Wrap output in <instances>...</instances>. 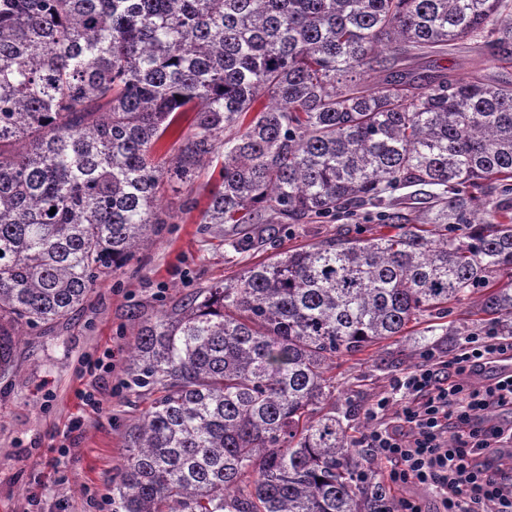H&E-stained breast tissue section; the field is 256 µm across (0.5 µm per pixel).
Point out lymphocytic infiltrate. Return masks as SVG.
<instances>
[{"label": "lymphocytic infiltrate", "instance_id": "f902f5d3", "mask_svg": "<svg viewBox=\"0 0 512 512\" xmlns=\"http://www.w3.org/2000/svg\"><path fill=\"white\" fill-rule=\"evenodd\" d=\"M512 361V335L481 328L445 360H426L397 378L367 415L373 428L363 439L378 470L367 478L430 490L439 512H512L511 425H486L491 410L512 413V372L469 384L472 374Z\"/></svg>", "mask_w": 512, "mask_h": 512}]
</instances>
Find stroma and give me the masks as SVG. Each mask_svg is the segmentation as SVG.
<instances>
[{"mask_svg":"<svg viewBox=\"0 0 512 512\" xmlns=\"http://www.w3.org/2000/svg\"><path fill=\"white\" fill-rule=\"evenodd\" d=\"M419 72H448L467 80L512 77L504 65L471 40L439 54L415 59ZM380 206L367 205L351 218L317 219L308 224L262 225L261 242L236 251L229 242L230 224H204L198 210L177 223L161 225L127 266L100 277L83 305L48 328H25L17 338L14 367L0 378V512H89L95 494L103 512H112L110 479L125 454V431L142 408L127 384L126 364L139 324L179 304L189 294L234 280L242 270L270 255L274 248L310 244L354 225L369 223L374 234H391L380 220ZM453 335L433 350L405 344L373 346L340 357L331 374L336 379V412L355 437L372 426L365 410L394 380L422 363L426 354L447 357L470 335L467 305L451 306L445 320ZM111 351L113 370L86 375V360ZM95 385L100 407L84 410L77 390ZM80 416L81 429L71 439L61 430ZM66 454H59L60 446Z\"/></svg>","mask_w":512,"mask_h":512,"instance_id":"obj_1","label":"stroma"}]
</instances>
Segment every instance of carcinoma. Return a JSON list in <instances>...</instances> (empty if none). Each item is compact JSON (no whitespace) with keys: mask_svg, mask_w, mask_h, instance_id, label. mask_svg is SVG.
Masks as SVG:
<instances>
[{"mask_svg":"<svg viewBox=\"0 0 512 512\" xmlns=\"http://www.w3.org/2000/svg\"><path fill=\"white\" fill-rule=\"evenodd\" d=\"M477 39L512 62V0H0V375L18 328L68 317L197 207L163 210L167 185L208 176L200 223L247 240L440 188L393 235L276 251L145 321L115 512H374L336 358L472 297L512 335V81L391 67Z\"/></svg>","mask_w":512,"mask_h":512,"instance_id":"cac0c4a2","label":"carcinoma"}]
</instances>
